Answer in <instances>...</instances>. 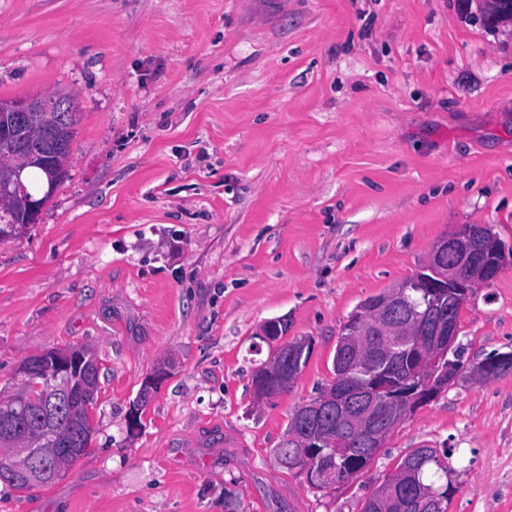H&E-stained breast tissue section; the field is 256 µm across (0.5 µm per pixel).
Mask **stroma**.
<instances>
[{"label": "stroma", "mask_w": 512, "mask_h": 512, "mask_svg": "<svg viewBox=\"0 0 512 512\" xmlns=\"http://www.w3.org/2000/svg\"><path fill=\"white\" fill-rule=\"evenodd\" d=\"M494 0H0V98L73 96L67 176L0 241V392L42 351L100 362L91 444L0 512H359L449 448L448 512H512V376L448 384L320 490L273 450L331 383L342 325L460 224L507 257L461 308L465 366L512 352V19ZM280 318L287 391L251 377ZM168 376L127 415L155 367ZM294 341L289 343L285 342L284 344L286 346L278 348L277 352L274 353V358H277L276 362L280 363L286 371H288V368L293 370V381L298 377V375L302 372V369L306 366L312 345V342L307 340V347L303 354L291 356L289 353V345ZM276 362L271 363L268 367H273Z\"/></svg>", "instance_id": "35a3bbf8"}]
</instances>
